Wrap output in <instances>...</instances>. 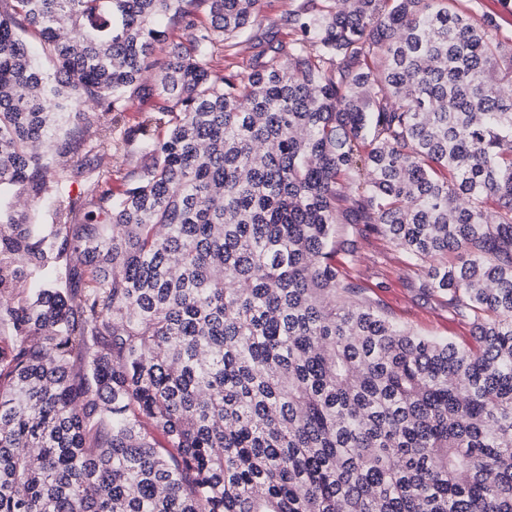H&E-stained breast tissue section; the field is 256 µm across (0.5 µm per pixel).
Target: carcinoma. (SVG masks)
Masks as SVG:
<instances>
[{
  "mask_svg": "<svg viewBox=\"0 0 512 512\" xmlns=\"http://www.w3.org/2000/svg\"><path fill=\"white\" fill-rule=\"evenodd\" d=\"M263 4L0 0V512H512V36L299 0L211 70ZM366 234L473 344L362 296ZM263 13L260 20L256 22L251 29L252 40L244 42L240 47L237 55L239 65L245 64L254 53V45L258 43H267L275 36V39H288V31L282 28H272V22L282 12L292 8L296 3L294 0H264ZM278 30L277 33H275Z\"/></svg>",
  "mask_w": 512,
  "mask_h": 512,
  "instance_id": "obj_1",
  "label": "carcinoma"
}]
</instances>
